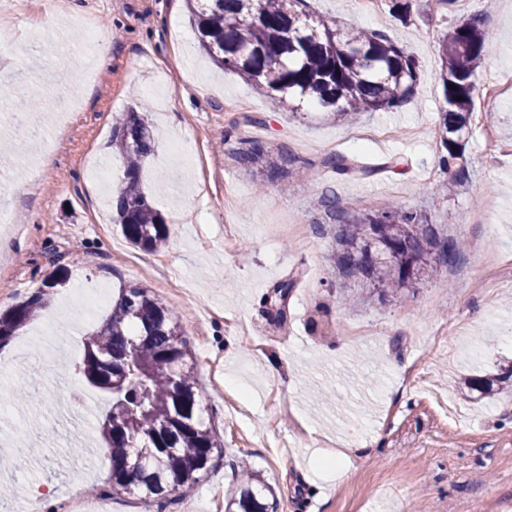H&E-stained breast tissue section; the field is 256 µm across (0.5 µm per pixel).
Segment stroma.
Masks as SVG:
<instances>
[{
	"label": "stroma",
	"mask_w": 512,
	"mask_h": 512,
	"mask_svg": "<svg viewBox=\"0 0 512 512\" xmlns=\"http://www.w3.org/2000/svg\"><path fill=\"white\" fill-rule=\"evenodd\" d=\"M333 28L379 31L417 61L397 107L328 117L296 98L277 103L204 56L185 0H0V197L21 232L7 241L0 309L68 271L45 307L0 348V488L11 498L51 486L54 512L71 494L104 512H161L110 489L112 460L98 420L105 392L79 373L83 339L112 311L74 304L79 289L110 296L149 288L179 313L203 405L224 440L191 491L162 512H224L246 466L273 490L276 512H512V393L464 401L463 373L512 364V92L476 116L450 169L436 132L444 102L442 51L462 21L479 18L492 50L475 79L482 102L493 78L512 79V0H306ZM109 31L111 62L79 53L70 20ZM27 108L51 163L32 178L35 144L10 117ZM137 110L154 154L141 188L166 219L163 248L133 247L114 224L124 162L112 120ZM187 141L190 155L178 157ZM287 148L288 180L262 182L240 167L241 141ZM340 152L377 167L368 180L334 173L309 180V162ZM336 189L349 214L392 201L441 237L462 240L456 266L435 265L405 302L351 301L353 279L334 256V228L316 204ZM293 279L285 308L270 287ZM276 373H268V365ZM369 447L345 476L328 460L337 442ZM24 459L12 456L14 446Z\"/></svg>",
	"instance_id": "stroma-1"
}]
</instances>
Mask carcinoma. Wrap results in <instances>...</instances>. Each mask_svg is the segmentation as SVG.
<instances>
[{
  "instance_id": "1",
  "label": "carcinoma",
  "mask_w": 512,
  "mask_h": 512,
  "mask_svg": "<svg viewBox=\"0 0 512 512\" xmlns=\"http://www.w3.org/2000/svg\"><path fill=\"white\" fill-rule=\"evenodd\" d=\"M188 2L205 54L263 94L297 96L347 116L395 107L417 81L416 61L385 36L358 27L340 34L319 17L306 23L297 13L302 0ZM490 48L489 33L475 21L457 25L446 44L439 132L445 167L458 158L461 132L473 117L474 79ZM152 143L136 112L112 123V146L124 158L126 173L116 204L118 223L130 244L144 251L160 249L169 238L165 217L139 187V163L152 152ZM235 160L270 179H286L290 172L288 153L256 141L238 148ZM311 168L350 176L374 173L341 153L328 154ZM318 205L331 223L345 226L337 257L343 275L369 280L355 301L401 302L425 266H452L463 255L459 241L439 239L408 209L388 205L350 217L331 188L322 191ZM67 280L62 269L44 290L0 312V346L45 304L46 289ZM192 360L178 315L148 288L121 289L110 317L85 338L82 375L112 400L100 425L112 459V489L142 501L164 499L192 489L224 454V442L200 400ZM511 378L512 364L494 378L466 375L458 389L489 394ZM268 491L255 472L243 469L224 512H268Z\"/></svg>"
}]
</instances>
